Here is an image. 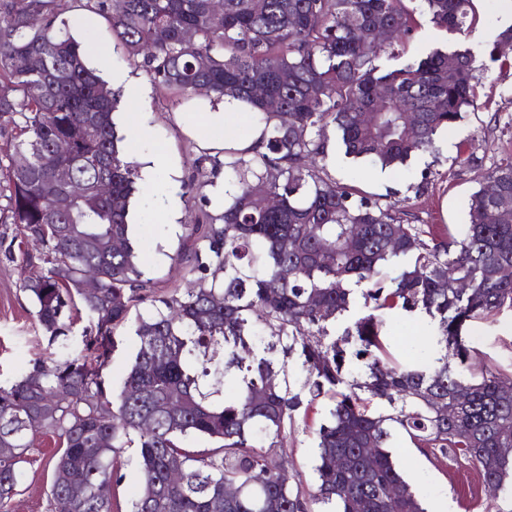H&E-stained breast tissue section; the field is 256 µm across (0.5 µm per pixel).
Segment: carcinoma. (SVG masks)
Returning <instances> with one entry per match:
<instances>
[{
	"label": "carcinoma",
	"mask_w": 512,
	"mask_h": 512,
	"mask_svg": "<svg viewBox=\"0 0 512 512\" xmlns=\"http://www.w3.org/2000/svg\"><path fill=\"white\" fill-rule=\"evenodd\" d=\"M101 15L154 83L182 97L205 86L253 109L262 127L252 151L213 156L224 165V211L188 227L197 287L161 297L131 318L149 280L130 234L139 179L116 135V95L86 64V46L60 19V0H0V224L24 244L13 257L20 288L55 341L84 311V350L36 362L0 384V512H10L32 437L52 433L50 498L70 512H112L97 493L118 485L114 460L137 448L141 483L130 512H425L390 450L402 429L422 450L462 454L486 481L512 484V393L487 367L462 380L448 362L471 358V321L512 310V218L486 185L512 197V158L483 176L459 241L403 223L404 210L316 169L333 128L344 155L382 169L436 149L438 136L474 103L475 66L464 50L436 49L390 66L379 27H416L406 0H77ZM435 26L461 32L472 0H419ZM190 30L194 42L183 43ZM34 56L42 67L30 66ZM279 101L270 111L253 90ZM375 112L373 122L366 114ZM412 112L416 124L406 123ZM68 165L83 194L46 193L50 164ZM280 207L266 210L257 195ZM396 243H390L391 237ZM399 264V273L385 271ZM96 287L85 288V275ZM362 288L368 313L332 337ZM421 311L452 352L411 366L392 362L388 312ZM133 325L138 347L120 390L102 379L115 331ZM272 330L269 339L260 326ZM361 374L348 378V357ZM384 405L372 411L362 395ZM326 397L315 434L316 488L284 481L288 429L304 403ZM188 438L218 447L194 452ZM178 479L170 477L171 472Z\"/></svg>",
	"instance_id": "cac0c4a2"
}]
</instances>
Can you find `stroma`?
I'll use <instances>...</instances> for the list:
<instances>
[{
  "mask_svg": "<svg viewBox=\"0 0 512 512\" xmlns=\"http://www.w3.org/2000/svg\"><path fill=\"white\" fill-rule=\"evenodd\" d=\"M62 14L79 39L91 40L110 55L115 72L126 74L128 82L119 88V104L114 120L127 144L137 145L139 153L147 149L165 150L173 162L172 171H158L141 178L131 204L132 239L139 251L145 275L156 294L172 290L187 291L196 285L192 271L194 248L185 239L183 226L208 223L222 213L214 189L223 183V170L202 162L198 142L177 122L180 112L197 111L202 92L196 91L179 103L155 84L146 72L122 49L116 48L107 21L90 14L86 24H78L79 14L73 0H62ZM474 25L462 32H450L434 26L427 18H418L414 34L405 40L400 58L426 56L435 49L468 50L477 66L479 83L474 107L437 141V150L412 156L401 167L380 170L362 161L345 157L337 141H330L324 161L326 170L341 182L362 193L379 198L382 204H398L407 210L413 223L459 239L468 222L470 197L479 187V179L494 165L512 157V50H500L491 60L489 50L504 26L512 24V0H473ZM472 164H464L465 156ZM180 201L179 232H171L160 223L158 212L169 194ZM392 334V352L402 362L420 364L437 352L435 332L429 317L403 310L388 316ZM81 326L68 336L50 340L32 313V305L19 287V274L0 253V382L13 381L37 360H57L76 356L84 348ZM116 347L103 370L106 385L119 390L130 358L137 346L131 328L117 330ZM473 350L462 377L480 372L487 365L500 366L512 374V312L475 321L467 332ZM330 402L321 398L298 416L288 440L289 471L312 475L314 432L324 421ZM31 462L24 466L12 512H54L49 490L52 482L50 458L58 448L53 435H37ZM393 452L412 491L427 512H437L444 500H451L454 512H512V488L489 498L480 471L460 456L434 458L412 445L401 430H394Z\"/></svg>",
  "mask_w": 512,
  "mask_h": 512,
  "instance_id": "obj_1",
  "label": "stroma"
}]
</instances>
